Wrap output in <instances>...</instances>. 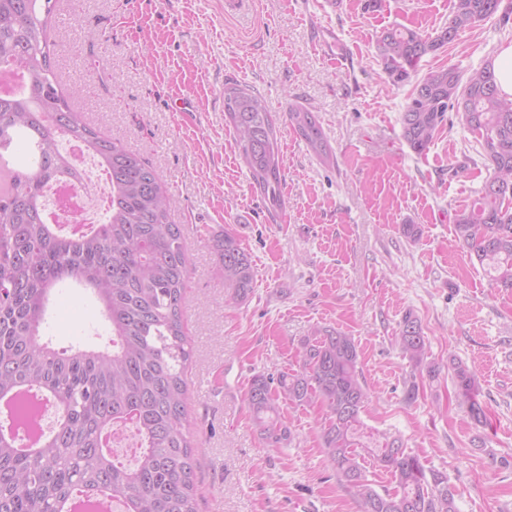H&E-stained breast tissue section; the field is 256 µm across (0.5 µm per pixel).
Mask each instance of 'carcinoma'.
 Returning <instances> with one entry per match:
<instances>
[{
	"label": "carcinoma",
	"instance_id": "1",
	"mask_svg": "<svg viewBox=\"0 0 512 512\" xmlns=\"http://www.w3.org/2000/svg\"><path fill=\"white\" fill-rule=\"evenodd\" d=\"M54 8L44 0H0V68L24 79L20 93L0 97V160L10 164L0 189V397L34 387L62 412L57 428L26 450L0 431V512H61L72 498L84 501L87 512L108 493L122 502V512H197L194 450L183 426L188 269L182 231L169 221L175 199L148 161L101 135L71 106L78 90L61 88L55 76ZM500 8L498 0H455L447 26L434 37L405 27L383 32L378 51L388 79L411 81L424 56ZM450 110L476 135L492 169L457 215L456 238L496 284L512 288V99L500 94L492 63L466 79L448 66L416 81L400 118L403 139L424 152ZM224 112L253 188L270 211H281L278 138L265 99L228 79ZM288 125L321 163H335L312 109L289 106ZM63 137L83 144L109 176L108 216L77 236L58 232L43 202L54 181L79 176L60 149ZM214 248L231 298H247L249 255L228 230ZM69 283L91 289L102 304L112 350H60L41 340L51 293ZM396 343L417 365L427 357L421 325L410 313ZM358 360L353 337L317 329L303 344L300 370L255 376L245 400L261 439L272 448L288 444L282 404L318 400L327 412L326 459L337 483L354 491L360 512H456L448 476L425 469L400 439L379 433L360 441L369 396ZM454 375L471 419L484 421L474 374L457 363ZM129 419L140 440L132 466L101 445L103 434ZM367 455L392 475L397 490L375 489Z\"/></svg>",
	"mask_w": 512,
	"mask_h": 512
}]
</instances>
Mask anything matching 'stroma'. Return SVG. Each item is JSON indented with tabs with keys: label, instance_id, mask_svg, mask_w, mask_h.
Instances as JSON below:
<instances>
[{
	"label": "stroma",
	"instance_id": "1",
	"mask_svg": "<svg viewBox=\"0 0 512 512\" xmlns=\"http://www.w3.org/2000/svg\"><path fill=\"white\" fill-rule=\"evenodd\" d=\"M454 0H57L56 76L104 136L147 159L176 200L189 271L185 430L196 446L198 512H358L322 450L326 410L287 405L292 440L270 448L244 394L254 376L298 369L303 342L337 329L359 345L370 393L362 419L426 468L447 474L457 512H512V289L492 286L454 236L457 214L491 174L454 115L415 153L399 123L411 84L389 81L377 39L403 25L446 26ZM512 46V21L481 22L423 58L419 74L461 73ZM263 96L278 117L284 206L270 213L224 124V82ZM188 111H179L180 102ZM314 107L336 156L321 164L288 127L291 104ZM418 225V239L402 227ZM231 231L253 288L230 300L213 240ZM416 317L435 377L394 342ZM55 348L103 349L92 294L60 289L44 328ZM474 373L486 423L458 398L453 363ZM418 382L416 401L405 399Z\"/></svg>",
	"mask_w": 512,
	"mask_h": 512
}]
</instances>
